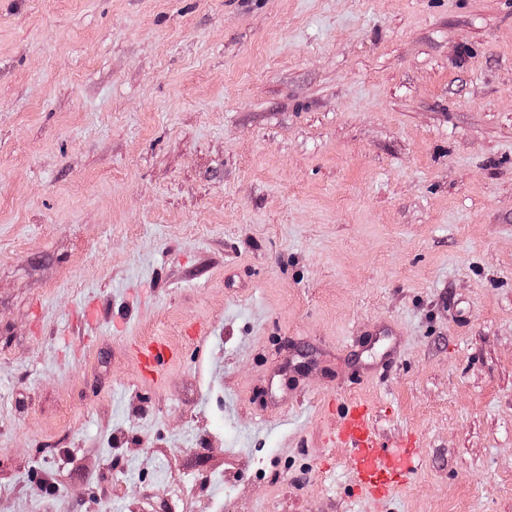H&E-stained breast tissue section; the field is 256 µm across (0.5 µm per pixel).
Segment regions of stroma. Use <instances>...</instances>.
Instances as JSON below:
<instances>
[{"instance_id":"obj_1","label":"stroma","mask_w":512,"mask_h":512,"mask_svg":"<svg viewBox=\"0 0 512 512\" xmlns=\"http://www.w3.org/2000/svg\"><path fill=\"white\" fill-rule=\"evenodd\" d=\"M0 512H512V0H0ZM137 353L142 373L149 376L161 371L178 356V351L163 340L143 343L138 347ZM336 442L349 448V467L360 489L378 501L408 481L421 464L420 448L406 439L393 447L376 434L366 405L354 401L336 404Z\"/></svg>"}]
</instances>
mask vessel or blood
Returning <instances> with one entry per match:
<instances>
[{
  "instance_id": "b4317fda",
  "label": "vessel or blood",
  "mask_w": 512,
  "mask_h": 512,
  "mask_svg": "<svg viewBox=\"0 0 512 512\" xmlns=\"http://www.w3.org/2000/svg\"><path fill=\"white\" fill-rule=\"evenodd\" d=\"M137 353L140 369L147 375L161 371L178 356L177 350L163 340L143 343ZM336 418L334 437L349 448V467L367 496L387 500L420 466L422 458L414 439L394 447L383 442L366 405L351 400L338 403Z\"/></svg>"
}]
</instances>
